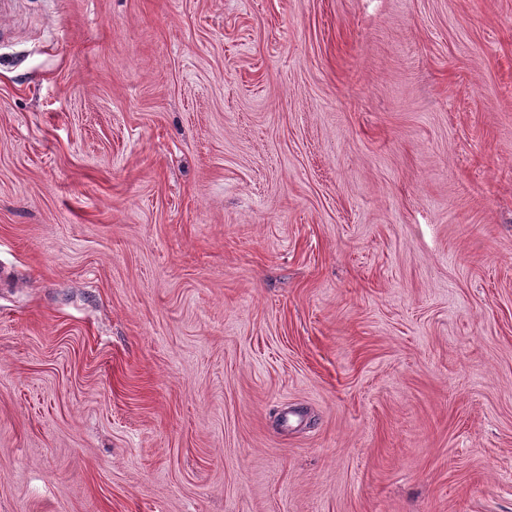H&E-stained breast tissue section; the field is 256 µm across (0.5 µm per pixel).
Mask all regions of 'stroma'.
<instances>
[{"mask_svg":"<svg viewBox=\"0 0 512 512\" xmlns=\"http://www.w3.org/2000/svg\"><path fill=\"white\" fill-rule=\"evenodd\" d=\"M0 512H512V0L0 4Z\"/></svg>","mask_w":512,"mask_h":512,"instance_id":"stroma-1","label":"stroma"}]
</instances>
